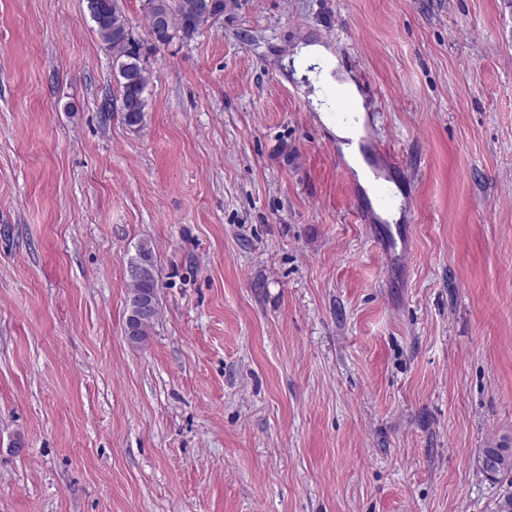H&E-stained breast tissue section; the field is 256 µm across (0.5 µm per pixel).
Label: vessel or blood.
Instances as JSON below:
<instances>
[{
    "label": "vessel or blood",
    "instance_id": "1",
    "mask_svg": "<svg viewBox=\"0 0 512 512\" xmlns=\"http://www.w3.org/2000/svg\"><path fill=\"white\" fill-rule=\"evenodd\" d=\"M325 99L336 120L345 123L356 116V106L341 85H329L324 89ZM358 151L364 162L362 171L342 166L345 184L351 194V213L360 223L369 227L371 241L376 250L390 258L392 263L407 262L409 251L398 244L394 235L400 223L396 216L404 205L391 186L388 172L391 155L386 146L370 136L367 127H359Z\"/></svg>",
    "mask_w": 512,
    "mask_h": 512
}]
</instances>
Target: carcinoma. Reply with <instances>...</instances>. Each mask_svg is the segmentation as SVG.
<instances>
[{"label":"carcinoma","instance_id":"obj_1","mask_svg":"<svg viewBox=\"0 0 512 512\" xmlns=\"http://www.w3.org/2000/svg\"><path fill=\"white\" fill-rule=\"evenodd\" d=\"M200 0H144L143 13L148 28H153L157 15L167 18L169 26L153 38L156 47L170 43L178 37L182 40L193 39L200 30L215 16L224 12V0H210V8L202 10ZM87 11L100 38L112 50V56L119 70V100L125 124L129 127L141 125L145 118L147 87L145 69L141 64L142 45L133 35L129 20L120 6V0H87ZM128 264L138 269L135 277L129 278L130 293L157 298L159 281L153 248L149 241L137 245L135 255ZM495 452L500 457V467L493 471L490 479L495 481L512 478V448L508 443L498 444L494 448H484L483 455Z\"/></svg>","mask_w":512,"mask_h":512}]
</instances>
